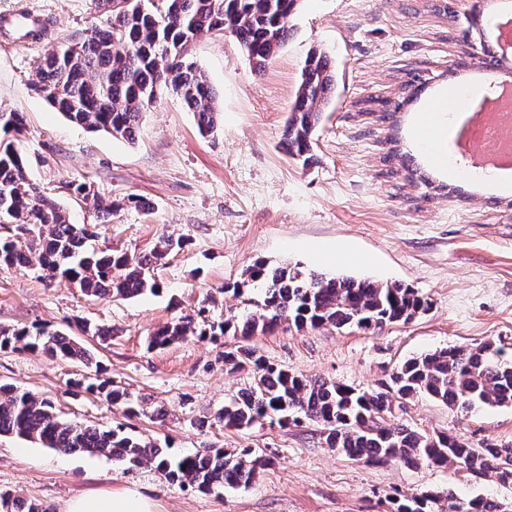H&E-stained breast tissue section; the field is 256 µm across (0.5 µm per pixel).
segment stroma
I'll use <instances>...</instances> for the list:
<instances>
[{
    "instance_id": "1",
    "label": "stroma",
    "mask_w": 512,
    "mask_h": 512,
    "mask_svg": "<svg viewBox=\"0 0 512 512\" xmlns=\"http://www.w3.org/2000/svg\"><path fill=\"white\" fill-rule=\"evenodd\" d=\"M485 0H300L291 35L255 70L236 39L197 38L188 53L216 93L220 130L202 136L193 112L167 93L146 109L136 143L70 123L35 89L43 58L108 24L92 0H0V112L22 113L16 147L29 179L53 196L71 223L94 224L98 248L147 252L161 236L184 238L155 270L159 294L122 300L85 296L43 279L38 264L0 269V325L34 323L85 344L99 361V379L141 403L137 413L75 391L82 364L39 350H0V383L54 399L63 417L169 442L191 454L211 444L252 448L264 459L254 483L203 493L166 480L149 465L128 467L103 456L61 453L0 436V490L63 512L79 494L139 489L155 512H389L394 492L452 490L512 502V485L461 470L398 462L370 465L326 447L319 425L282 428L260 421L244 430L216 416L248 388L251 368L230 373L215 344L196 336L163 349L146 346L171 320L205 311L224 321L247 312L248 299L226 293L262 259L325 275H347L416 288L432 303L409 323L378 330L356 327L257 336L255 346L278 365L314 379L373 389L404 360L453 345L502 342L512 352V188L476 187L456 155L454 171L423 164L407 172L414 153L411 125L426 102L395 112L412 88L428 97L473 68L484 43L470 22ZM40 16L46 30L18 45L10 14ZM328 56L336 92L313 137L315 160L302 165L281 147L306 57ZM395 119H388V112ZM121 201L109 223L95 224L91 199L69 185ZM110 326L98 341L83 323ZM207 428H199V421ZM394 423L422 433L449 431L470 441L512 443V406L468 413L417 397L394 406Z\"/></svg>"
}]
</instances>
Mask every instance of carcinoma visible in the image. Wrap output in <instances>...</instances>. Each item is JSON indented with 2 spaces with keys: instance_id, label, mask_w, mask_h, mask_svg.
<instances>
[{
  "instance_id": "obj_1",
  "label": "carcinoma",
  "mask_w": 512,
  "mask_h": 512,
  "mask_svg": "<svg viewBox=\"0 0 512 512\" xmlns=\"http://www.w3.org/2000/svg\"><path fill=\"white\" fill-rule=\"evenodd\" d=\"M298 0H93L95 9L111 14L106 28H95L80 43L60 44L37 74V90L71 123L91 132H104L128 143L136 140L143 112L158 96L176 95L197 119L203 135L218 130L215 93L188 46L207 33L229 34L260 71L288 39L287 19ZM336 76L326 55L309 54L291 113L282 132V146L293 159L307 165L314 160L312 136L329 104ZM0 129L19 135L23 117L0 112ZM116 203L94 200L100 224L112 217ZM0 224H12L0 235V267H22L37 261L49 279L79 286L88 297L110 294L130 299L160 288L154 269L183 238L160 240L146 253L96 249L89 224H71L55 200L31 183L26 164L10 139L0 140ZM256 283L265 284L255 310L222 323L196 329L188 317L169 322L148 338L151 349L165 348L190 336L213 341L238 336L241 341L224 350V366L235 371L246 365L254 372L251 385L224 405L217 420L237 430L260 420L281 427L306 422L321 426L327 447L365 463L398 461L407 466L436 468L455 465L479 477L512 484V467L500 468L512 444L483 439L476 443L455 434H423L389 420L392 402L426 396L451 410L468 412L476 405L512 406V361L492 342L451 346L404 361L378 388L361 390L325 379H308L269 361L249 340L287 323L298 330L380 328L409 323L429 311L431 302L417 289L400 283H379L352 277L307 273L301 267L270 268L257 260L244 278L224 288L242 297ZM0 349H39L51 357L92 364L79 342L44 327L0 326ZM126 406L139 402L128 392L84 377L77 385ZM13 435L63 452L105 456L122 465L149 462L165 478L208 493L224 486L247 487L265 460L249 448L228 453L208 445L194 454L178 455L170 444L160 446L126 432L68 421L46 397L0 384V436ZM455 512H500L490 496L457 499L448 491H425L390 498L392 512H440L443 497ZM0 512H46L41 505L0 493Z\"/></svg>"
}]
</instances>
